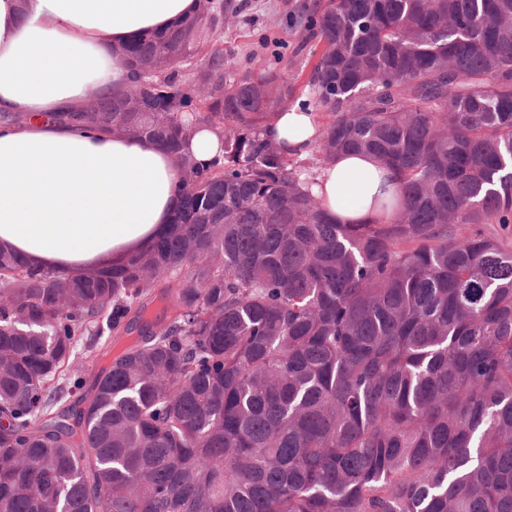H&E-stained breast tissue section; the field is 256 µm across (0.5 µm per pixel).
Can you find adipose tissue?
<instances>
[{
	"label": "adipose tissue",
	"mask_w": 512,
	"mask_h": 512,
	"mask_svg": "<svg viewBox=\"0 0 512 512\" xmlns=\"http://www.w3.org/2000/svg\"><path fill=\"white\" fill-rule=\"evenodd\" d=\"M197 0H0V110L25 120L0 126V247L26 261L76 272L108 269L149 247L179 205V161L119 132L82 133L53 115L94 91L123 89L118 50L193 14ZM287 154L306 157L319 125L301 105L268 130ZM390 171L345 154L314 193L340 223L383 219Z\"/></svg>",
	"instance_id": "1"
}]
</instances>
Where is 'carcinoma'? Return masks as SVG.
<instances>
[{
    "label": "carcinoma",
    "mask_w": 512,
    "mask_h": 512,
    "mask_svg": "<svg viewBox=\"0 0 512 512\" xmlns=\"http://www.w3.org/2000/svg\"><path fill=\"white\" fill-rule=\"evenodd\" d=\"M303 12L313 164L267 134L294 87L261 58L177 80L217 0L54 115L173 151L209 126L223 154L181 158L171 224L118 268L0 248V512H512V0ZM346 152L395 173L391 221L313 194Z\"/></svg>",
    "instance_id": "carcinoma-1"
}]
</instances>
